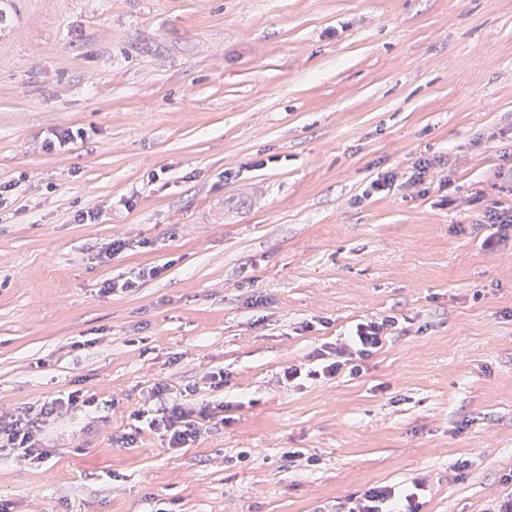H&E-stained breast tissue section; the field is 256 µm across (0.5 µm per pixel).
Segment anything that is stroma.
I'll return each mask as SVG.
<instances>
[{"label":"stroma","instance_id":"obj_1","mask_svg":"<svg viewBox=\"0 0 512 512\" xmlns=\"http://www.w3.org/2000/svg\"><path fill=\"white\" fill-rule=\"evenodd\" d=\"M0 182V412L97 402L45 426L44 462L0 456L12 512L512 490V229L489 250L481 225L512 207V0H0ZM123 234L143 247L99 262ZM386 316L360 376L307 377ZM157 382L226 421L117 447Z\"/></svg>","mask_w":512,"mask_h":512}]
</instances>
